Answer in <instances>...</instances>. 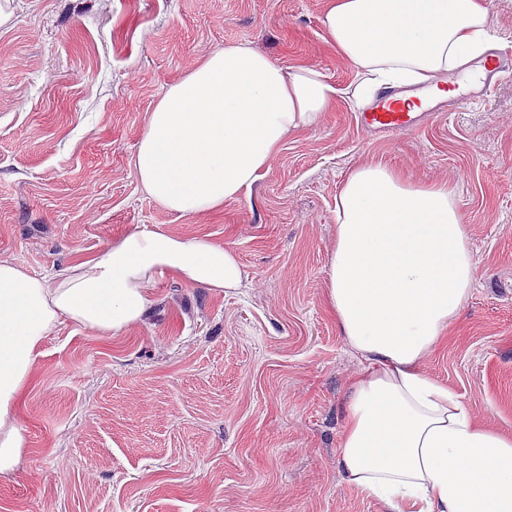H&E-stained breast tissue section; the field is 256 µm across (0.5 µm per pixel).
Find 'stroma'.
<instances>
[{
  "mask_svg": "<svg viewBox=\"0 0 512 512\" xmlns=\"http://www.w3.org/2000/svg\"><path fill=\"white\" fill-rule=\"evenodd\" d=\"M0 260L35 276L159 227L235 250L240 288L157 278L116 336L62 323L19 407L29 446L0 512H383L336 469L359 361L324 305L333 197L383 156L445 180L470 228L472 291L425 360L486 425L512 431V77L484 101L369 136L356 101L290 134L223 210L157 205L134 170L169 86L235 43L283 67L358 81L326 43L325 0H0Z\"/></svg>",
  "mask_w": 512,
  "mask_h": 512,
  "instance_id": "35a3bbf8",
  "label": "stroma"
}]
</instances>
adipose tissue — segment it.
Masks as SVG:
<instances>
[{
	"instance_id": "obj_1",
	"label": "adipose tissue",
	"mask_w": 512,
	"mask_h": 512,
	"mask_svg": "<svg viewBox=\"0 0 512 512\" xmlns=\"http://www.w3.org/2000/svg\"><path fill=\"white\" fill-rule=\"evenodd\" d=\"M337 56L366 86L437 90L488 57L492 0H325ZM339 91L318 70L283 68L240 44L201 59L150 114L135 158L146 193L169 211H220L254 184L289 134L317 124ZM325 305L360 358L348 381L336 468L384 512H512V432L479 422L423 362L444 342L476 277L469 227L444 181L373 158L334 197ZM170 276L216 290L242 271L228 246L154 227L99 258L31 275L0 261V474L29 445L19 421L41 344L67 320L99 336L144 321L151 285Z\"/></svg>"
}]
</instances>
